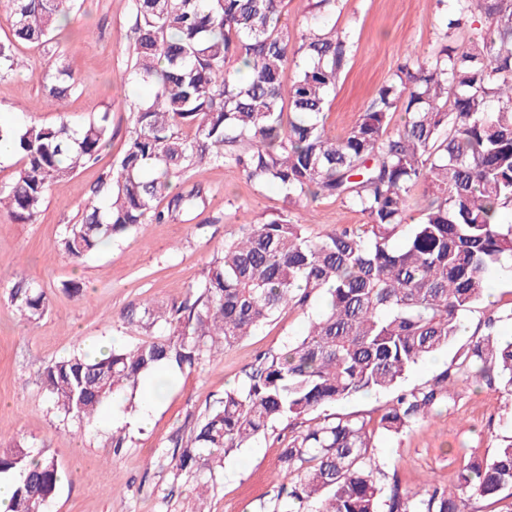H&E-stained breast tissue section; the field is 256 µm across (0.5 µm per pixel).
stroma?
<instances>
[{
	"instance_id": "stroma-1",
	"label": "stroma",
	"mask_w": 512,
	"mask_h": 512,
	"mask_svg": "<svg viewBox=\"0 0 512 512\" xmlns=\"http://www.w3.org/2000/svg\"><path fill=\"white\" fill-rule=\"evenodd\" d=\"M328 25L350 39L348 65L326 112L328 131L340 136L390 79L405 51L427 55L444 41L467 45L490 22L482 18L451 33L438 0H338L328 13ZM131 38L128 0H76L61 48L84 91L65 99L59 109L47 107L41 85L47 59L25 43L17 44L16 52L31 61L32 71L0 79V121L54 124L105 110L112 118V138L98 163L54 183L37 223L0 217V452L34 442L54 456L64 479L49 512H195L201 504L194 481L186 478L173 488L167 483L172 437L188 434L225 391L239 387L260 354L279 351L302 337L320 307L314 300L302 309H284L197 370L173 375L146 426L131 423L144 397L140 391L131 399L106 402L91 425L61 419L53 410L40 379L47 364L88 341L132 346L149 339L139 324L127 322V312H141L148 301L167 305L181 299L187 286L202 280L208 262L223 252L241 221L267 222L284 206L277 187H260L236 170L210 166L191 178L206 191L204 205L193 213L141 225L77 264L62 255L58 241L64 225L77 220L99 175L120 156L131 126V102L149 94L127 82ZM291 216L313 236L365 221L332 198L293 208ZM20 269L49 296L47 314L34 324L21 317L9 296L11 278ZM489 281L496 303L469 313L458 344H467L492 310L512 308V276L498 270ZM76 283L81 293H74ZM453 393L455 405L380 438L373 451L383 471L398 472L407 489L431 483L451 486L462 457L492 456L512 438V405L501 390L461 382ZM391 399L388 392L360 395L324 407L304 423L315 424L327 415L374 419ZM117 428L126 444L116 451L111 442ZM293 432L284 421L247 447L227 451L224 468L203 504L207 512H270L282 471L281 452Z\"/></svg>"
}]
</instances>
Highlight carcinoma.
<instances>
[{"label":"carcinoma","instance_id":"1","mask_svg":"<svg viewBox=\"0 0 512 512\" xmlns=\"http://www.w3.org/2000/svg\"><path fill=\"white\" fill-rule=\"evenodd\" d=\"M281 0H130L133 42L128 82L152 90L134 104L122 154L99 177L79 219L64 225L62 253L74 262L141 224L166 222L204 203L201 191H175L211 165L283 189L284 202L339 199L366 217L322 239L282 215L242 224L209 263L203 280L165 308L147 304L139 322L159 334L98 358L81 351L48 364L42 384L58 415L92 424L114 394L136 391L162 369L182 372L251 335L285 307L325 294L307 333L267 353L246 383L225 393L187 437L171 439L169 479L214 484L223 455L280 421L375 391L396 392L375 423L324 417L293 435L282 452L284 481L272 512L291 503L314 512H464L472 499L512 490V441L489 458H469L449 488L402 487L371 456L378 434H397L454 402L450 387L482 379L512 395V342L494 322L461 346L448 368L422 388L401 391L406 373L450 347L464 318L487 295L488 276L512 256V0H440L446 27L472 17L492 28L467 47L446 43L427 57L407 52L342 137L327 130L325 107L348 60L347 36L325 30L335 0H313L295 40ZM74 0H0L12 37L0 41V78L25 68L23 42L50 53L42 76L48 103L83 90L55 46ZM232 59L241 62L233 71ZM297 72L289 83L288 63ZM112 138L110 113L56 124L0 123V146L18 157L0 185V213L36 221L50 186L97 160ZM427 203L411 219L415 187ZM169 198L167 207L160 202ZM24 319L48 310L40 283L15 275L10 292ZM15 476L7 512H47L60 473L54 457L16 446L0 454Z\"/></svg>","mask_w":512,"mask_h":512}]
</instances>
